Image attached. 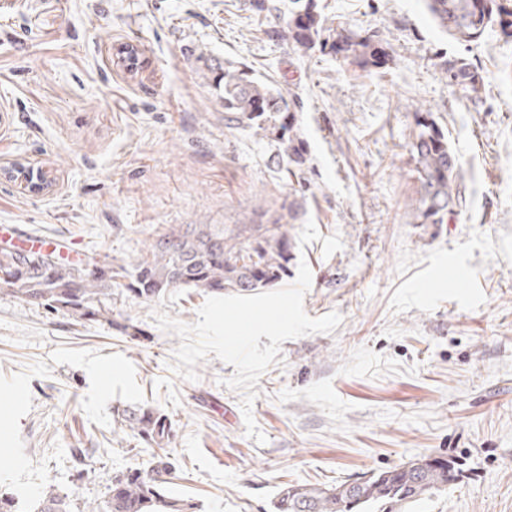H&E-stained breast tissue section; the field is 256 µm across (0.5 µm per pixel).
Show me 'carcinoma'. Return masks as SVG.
<instances>
[{
  "label": "carcinoma",
  "mask_w": 512,
  "mask_h": 512,
  "mask_svg": "<svg viewBox=\"0 0 512 512\" xmlns=\"http://www.w3.org/2000/svg\"><path fill=\"white\" fill-rule=\"evenodd\" d=\"M296 11L284 37L309 51L320 47L362 71L383 67L389 53L374 36H324V21L313 0H294ZM438 26L448 28V13L467 20L480 17L483 28L477 41L491 28L512 38V0H427ZM451 82L476 90L478 77L466 63L450 62ZM224 104V125L250 129L275 146L286 172L305 187L308 162L306 142L298 134L296 113L283 110L289 101L273 83L263 81L230 61L215 84ZM416 133L409 143L417 173V197L409 204L414 224H447L460 204L457 179L460 162L448 132L431 112L415 113ZM300 205H281L265 224H183L159 234L149 244L151 259L116 271L112 264L86 255L69 260L56 251H27L14 245L0 247V293H7L74 320L112 322V289L123 288L133 297L156 301L173 288H198L214 295L224 291L252 292L282 282L294 259L292 225ZM117 422L133 438L163 453L152 454L146 469H125L112 474L105 499L84 503L81 512H191L193 504L169 494L175 464L164 447L171 443L172 426L157 409L126 405L116 411ZM454 462L423 456L398 466L335 485L285 484L272 504V512H408L411 506L455 483ZM34 512H75L71 496L50 485L36 498Z\"/></svg>",
  "instance_id": "carcinoma-1"
}]
</instances>
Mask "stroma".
I'll return each instance as SVG.
<instances>
[{"instance_id":"stroma-1","label":"stroma","mask_w":512,"mask_h":512,"mask_svg":"<svg viewBox=\"0 0 512 512\" xmlns=\"http://www.w3.org/2000/svg\"><path fill=\"white\" fill-rule=\"evenodd\" d=\"M329 34L375 33L383 68L278 39L292 0H0V165L46 169L50 190L0 179V240L50 241L70 258L129 265L180 224H257L292 191L252 131L224 125L213 71L248 67L289 93L309 151L293 235L312 283L304 309L328 334L284 341L245 433L234 366L172 369L177 336L156 311L197 321L206 293L112 298L111 322H76L0 294V490L29 505L47 485L104 497L150 448L113 409L168 416L171 494L194 512H271L286 484L339 483L424 455L460 483L414 512H512V39L443 32L425 0H316ZM139 50L137 67L117 61ZM465 59L479 93L450 83ZM427 110L461 164L452 223H410L409 143ZM138 329L128 336L125 325ZM89 451L77 470L73 449Z\"/></svg>"}]
</instances>
